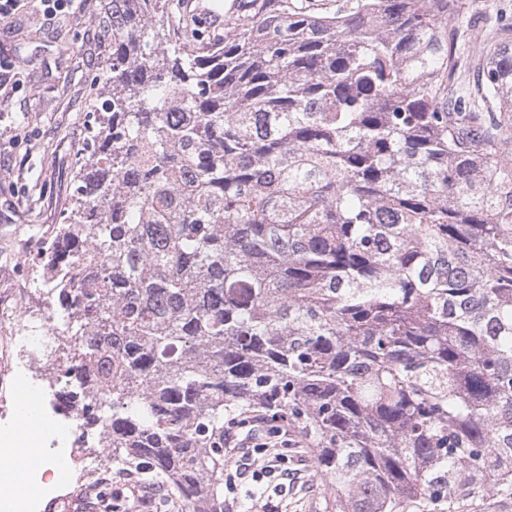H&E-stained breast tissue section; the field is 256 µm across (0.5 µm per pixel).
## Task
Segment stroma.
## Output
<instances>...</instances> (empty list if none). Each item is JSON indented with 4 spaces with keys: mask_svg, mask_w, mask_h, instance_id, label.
Returning <instances> with one entry per match:
<instances>
[{
    "mask_svg": "<svg viewBox=\"0 0 512 512\" xmlns=\"http://www.w3.org/2000/svg\"><path fill=\"white\" fill-rule=\"evenodd\" d=\"M451 23L456 70L453 91L477 95L475 65L485 44L512 24V0H465ZM101 0H74L45 21L38 0L0 20V52L12 55L19 86L0 100V298L17 286V270L61 222L71 200L87 113L96 96L92 78L105 55L99 28ZM11 263H4V256ZM290 476L240 479L234 505L224 512H256L259 501L277 512H321L324 485L307 448H288Z\"/></svg>",
    "mask_w": 512,
    "mask_h": 512,
    "instance_id": "stroma-1",
    "label": "stroma"
}]
</instances>
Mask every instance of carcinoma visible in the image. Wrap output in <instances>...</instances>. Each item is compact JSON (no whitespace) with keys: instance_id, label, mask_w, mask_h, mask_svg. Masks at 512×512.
<instances>
[{"instance_id":"1","label":"carcinoma","mask_w":512,"mask_h":512,"mask_svg":"<svg viewBox=\"0 0 512 512\" xmlns=\"http://www.w3.org/2000/svg\"><path fill=\"white\" fill-rule=\"evenodd\" d=\"M462 7L251 0L202 51L169 0H102L106 95L32 266L80 436L159 508L224 512L252 409L314 444L331 512L512 495V42L448 98Z\"/></svg>"}]
</instances>
